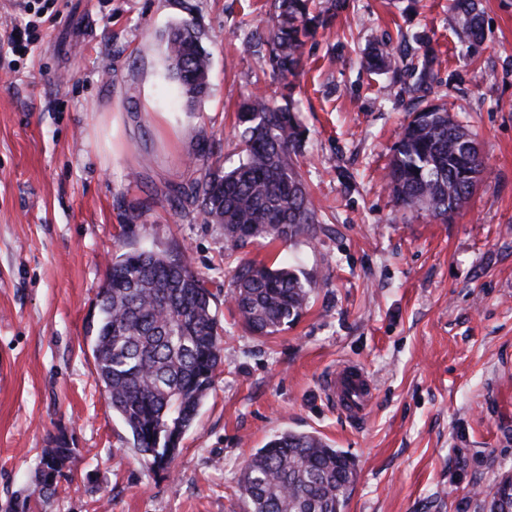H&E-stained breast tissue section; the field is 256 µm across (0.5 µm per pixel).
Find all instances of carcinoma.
<instances>
[{
    "label": "carcinoma",
    "instance_id": "cac0c4a2",
    "mask_svg": "<svg viewBox=\"0 0 512 512\" xmlns=\"http://www.w3.org/2000/svg\"><path fill=\"white\" fill-rule=\"evenodd\" d=\"M267 28L269 61L282 79L302 65L307 41L343 6L326 0L311 11V0H274ZM465 41L484 39L478 0H451ZM169 71L181 95L192 103L208 90L210 54L189 26L166 41ZM360 64L368 70L409 73L425 91L434 81L433 58H407L376 51ZM244 159L221 174L195 158L200 175L172 190L182 207H196L235 247L254 240L291 242L313 234L318 223L306 182L299 172L303 131L290 105L251 92L238 113ZM447 105H428L404 127L386 173L396 202L424 209L443 222L472 194L484 160L466 150L472 142ZM232 299L243 326L272 336L306 308L316 280L289 266L246 260L235 269ZM216 294L181 248L113 253L98 295L96 325L89 345L97 379L112 411L127 429L132 446L152 468L174 461L184 434L214 387L224 361L223 328ZM78 460L67 435L52 437L42 450L34 490L15 498L8 512H35L58 493ZM348 453L310 433L285 432L258 449L244 467L239 492L249 512H346L356 482ZM481 512H512V482L498 479L477 488Z\"/></svg>",
    "mask_w": 512,
    "mask_h": 512
}]
</instances>
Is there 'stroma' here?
<instances>
[{
    "instance_id": "obj_1",
    "label": "stroma",
    "mask_w": 512,
    "mask_h": 512,
    "mask_svg": "<svg viewBox=\"0 0 512 512\" xmlns=\"http://www.w3.org/2000/svg\"><path fill=\"white\" fill-rule=\"evenodd\" d=\"M0 0V512L34 487L49 440L79 460L38 512H245L250 456L286 431L355 461L347 512H480L476 486L512 471V0H482L485 38L461 47L449 0H344L291 82L305 130L301 174L319 222L294 242L236 248L169 190L204 154L242 159L236 112L280 97L259 34L272 0ZM211 55L210 89L186 107L165 75L171 28ZM431 51L424 101L451 102L486 176L449 221L409 209L384 180L418 109L406 74L369 72L363 51ZM184 248L220 289L224 363L171 469L147 467L97 383L89 326L117 248ZM288 260L317 286L273 336L238 324L241 259ZM353 363L372 400L360 418L325 393Z\"/></svg>"
}]
</instances>
